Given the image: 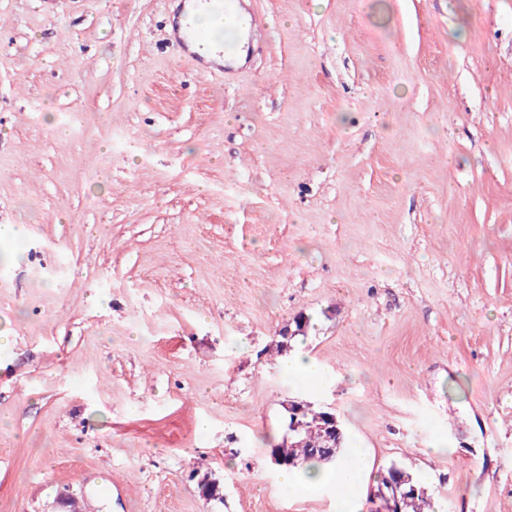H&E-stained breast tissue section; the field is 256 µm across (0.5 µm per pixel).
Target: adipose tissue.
<instances>
[{
    "label": "adipose tissue",
    "mask_w": 512,
    "mask_h": 512,
    "mask_svg": "<svg viewBox=\"0 0 512 512\" xmlns=\"http://www.w3.org/2000/svg\"><path fill=\"white\" fill-rule=\"evenodd\" d=\"M368 470V460L363 449H350L345 459L332 468H311L305 472L282 470L281 484L298 493L318 492L335 488L337 503L343 512H359L358 491Z\"/></svg>",
    "instance_id": "ef3b65f1"
}]
</instances>
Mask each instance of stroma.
Listing matches in <instances>:
<instances>
[{"label": "stroma", "instance_id": "stroma-1", "mask_svg": "<svg viewBox=\"0 0 512 512\" xmlns=\"http://www.w3.org/2000/svg\"><path fill=\"white\" fill-rule=\"evenodd\" d=\"M173 3L0 0V512H336L270 463L291 397L512 512V0H248L208 77ZM288 373L298 377L303 383H320L326 379L325 369L313 358L302 353H293L286 361Z\"/></svg>", "mask_w": 512, "mask_h": 512}]
</instances>
